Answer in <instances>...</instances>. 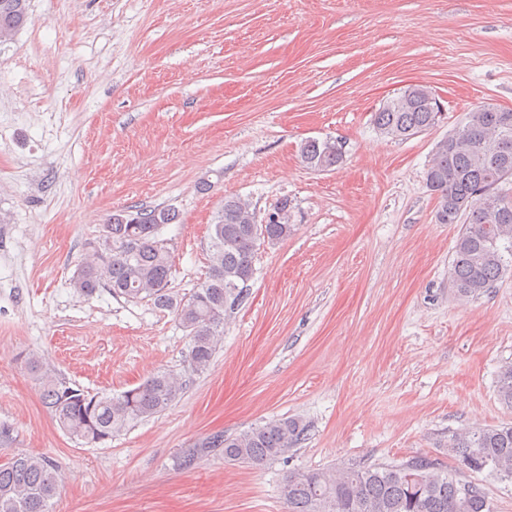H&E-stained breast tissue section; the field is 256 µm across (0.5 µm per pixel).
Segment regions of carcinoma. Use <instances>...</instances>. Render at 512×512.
<instances>
[{
	"instance_id": "cac0c4a2",
	"label": "carcinoma",
	"mask_w": 512,
	"mask_h": 512,
	"mask_svg": "<svg viewBox=\"0 0 512 512\" xmlns=\"http://www.w3.org/2000/svg\"><path fill=\"white\" fill-rule=\"evenodd\" d=\"M28 22V0H0V44ZM441 121L432 93L409 85L373 114L380 134L407 140ZM311 169L331 170L342 160V147L332 139H311L300 147ZM426 187L437 199L440 224L464 222L456 240L448 280L457 297L482 295L508 271L512 261V109L479 106L465 124L436 142L428 164ZM171 207H126L113 211L104 224L101 253L91 254L75 280V288L91 295L101 288L129 301L149 299L160 309L175 311L189 331V366L201 372L210 365L224 336L226 312L243 298L254 274L258 243L287 239L296 230L288 223L284 200L264 224L248 203L224 198L216 223L210 225L209 269L205 280L185 300L170 292L172 257L160 234L178 221ZM43 387V399L58 426L70 437L98 444L135 423L163 412L186 383L160 371L120 394H89L28 357ZM497 395L512 407V362L500 367ZM307 425L286 417L239 435L222 432L187 449L179 465L192 467L211 452L232 464L260 465L283 456L304 440ZM455 466L444 470L415 456L399 464L343 466L289 474L281 496L288 512H492L482 484L464 480V472L484 473L512 481V425L459 433L448 443ZM61 477L55 465L39 456L23 455L0 466V512H49Z\"/></svg>"
}]
</instances>
